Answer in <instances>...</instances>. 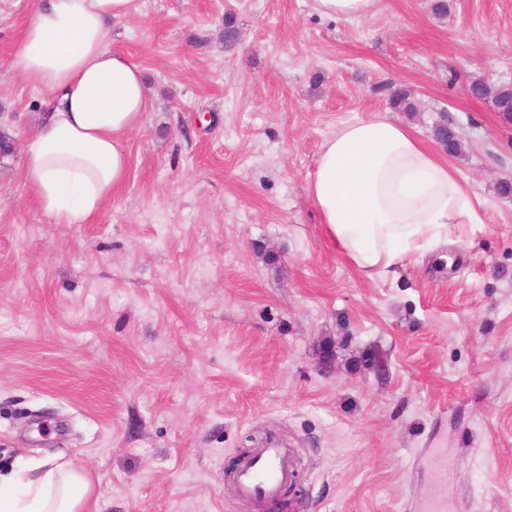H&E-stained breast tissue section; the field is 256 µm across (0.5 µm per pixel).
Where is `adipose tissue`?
I'll use <instances>...</instances> for the list:
<instances>
[{"label":"adipose tissue","mask_w":512,"mask_h":512,"mask_svg":"<svg viewBox=\"0 0 512 512\" xmlns=\"http://www.w3.org/2000/svg\"><path fill=\"white\" fill-rule=\"evenodd\" d=\"M132 3L34 0L12 54L10 71L48 94L25 144V180L55 223L85 224L101 210L128 174L122 137L153 108L142 68L112 49V23ZM307 193L326 240L369 280L477 221L447 162L385 114L322 142ZM88 489L69 462L43 463L0 479V512H81Z\"/></svg>","instance_id":"1"}]
</instances>
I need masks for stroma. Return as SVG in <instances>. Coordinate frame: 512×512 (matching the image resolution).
I'll use <instances>...</instances> for the list:
<instances>
[{
	"label": "stroma",
	"instance_id": "stroma-1",
	"mask_svg": "<svg viewBox=\"0 0 512 512\" xmlns=\"http://www.w3.org/2000/svg\"><path fill=\"white\" fill-rule=\"evenodd\" d=\"M31 3L0 0V474L71 462L84 512H251L226 472L274 438L288 512H420L441 448L455 512H512V123L468 90L512 83V0H450L442 21L433 0L355 21L314 0H134L112 47L153 110L86 224L53 223L24 178L44 94L9 60ZM388 82L427 145L447 113L479 221L368 280L307 179L343 124L393 113Z\"/></svg>",
	"mask_w": 512,
	"mask_h": 512
}]
</instances>
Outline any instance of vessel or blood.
I'll use <instances>...</instances> for the list:
<instances>
[{
	"label": "vessel or blood",
	"instance_id": "obj_1",
	"mask_svg": "<svg viewBox=\"0 0 512 512\" xmlns=\"http://www.w3.org/2000/svg\"><path fill=\"white\" fill-rule=\"evenodd\" d=\"M292 476L285 449L271 441L241 465L235 478V489L240 497L270 502L279 496Z\"/></svg>",
	"mask_w": 512,
	"mask_h": 512
}]
</instances>
